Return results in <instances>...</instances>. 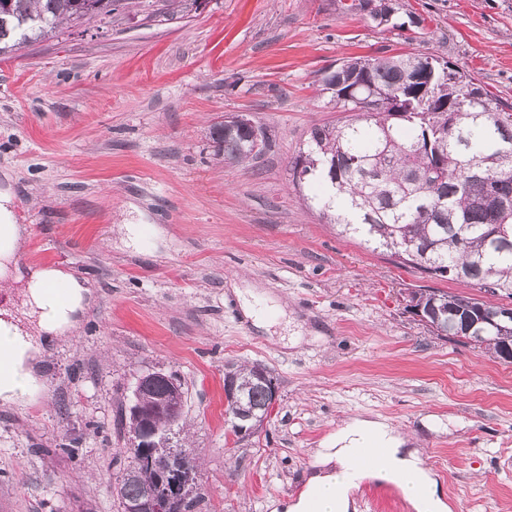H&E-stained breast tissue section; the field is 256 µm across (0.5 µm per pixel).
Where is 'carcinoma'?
<instances>
[{"mask_svg": "<svg viewBox=\"0 0 512 512\" xmlns=\"http://www.w3.org/2000/svg\"><path fill=\"white\" fill-rule=\"evenodd\" d=\"M122 0H6L0 6V55L52 36L65 24L112 15ZM321 91L345 119L315 126L294 162V178L319 184L311 198L340 232L440 278L463 280L512 299V105L463 69L429 52L356 58L323 72ZM215 152L230 161L253 157L248 132L211 128ZM436 335L475 337L501 355L512 323L491 321L495 306L468 296L414 294ZM238 394L227 398L235 435L252 433L266 385L253 368L232 366ZM113 486L117 512L162 488L168 512H193L196 497L186 448L163 443L146 455L125 449Z\"/></svg>", "mask_w": 512, "mask_h": 512, "instance_id": "obj_1", "label": "carcinoma"}]
</instances>
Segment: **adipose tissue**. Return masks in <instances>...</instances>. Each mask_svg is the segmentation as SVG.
<instances>
[{
	"label": "adipose tissue",
	"mask_w": 512,
	"mask_h": 512,
	"mask_svg": "<svg viewBox=\"0 0 512 512\" xmlns=\"http://www.w3.org/2000/svg\"><path fill=\"white\" fill-rule=\"evenodd\" d=\"M11 191H0V282L21 288L27 308L26 319L0 310V347L8 358L0 367V403L13 405L22 396L38 392V367L45 346L67 339L78 328L94 298L85 280L55 267H16L25 228L13 214ZM381 442L387 455L362 471V478L391 481L404 492L415 512H448L435 475L427 469L418 449L385 421L361 418L340 427L316 456L315 474L297 500L284 503L283 512H309L317 500L320 512H349L355 486L350 461L365 440Z\"/></svg>",
	"instance_id": "adipose-tissue-1"
}]
</instances>
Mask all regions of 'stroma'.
<instances>
[{
    "instance_id": "obj_1",
    "label": "stroma",
    "mask_w": 512,
    "mask_h": 512,
    "mask_svg": "<svg viewBox=\"0 0 512 512\" xmlns=\"http://www.w3.org/2000/svg\"><path fill=\"white\" fill-rule=\"evenodd\" d=\"M404 31L358 0H133L0 57V189L27 228L20 266L88 279L92 310L48 347L35 403L0 406V512H116L137 375L185 390L195 512H274L298 497L342 420L417 439L452 512H512V363L432 333L413 293L479 297L337 235L296 184L313 126L338 114L321 72L352 57L432 51L512 103V0H396ZM246 114L256 157L215 154L210 129ZM10 172L11 181L2 179ZM144 225L127 245L122 223ZM258 288L276 323L246 318ZM265 367L277 399L234 435L228 364Z\"/></svg>"
}]
</instances>
